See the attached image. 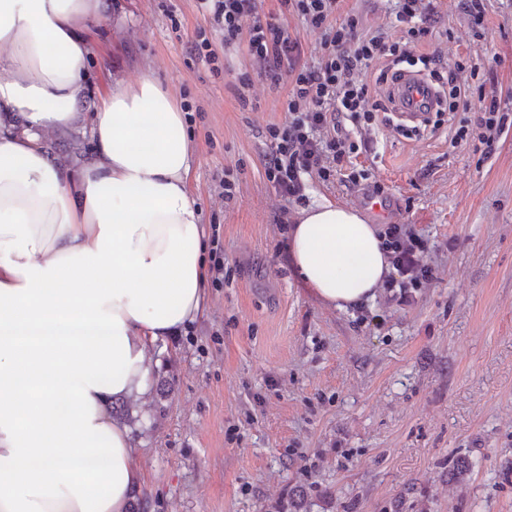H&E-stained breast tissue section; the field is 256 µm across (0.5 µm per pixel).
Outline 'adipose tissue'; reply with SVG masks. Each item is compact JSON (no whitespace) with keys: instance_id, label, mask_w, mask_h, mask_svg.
<instances>
[{"instance_id":"obj_1","label":"adipose tissue","mask_w":512,"mask_h":512,"mask_svg":"<svg viewBox=\"0 0 512 512\" xmlns=\"http://www.w3.org/2000/svg\"><path fill=\"white\" fill-rule=\"evenodd\" d=\"M111 0H0V512H128L143 483L116 400L142 398L149 349L205 309V228L184 114L151 73L97 105L79 174L42 133L85 100L90 23ZM286 249L324 305L374 299L391 272L376 225L323 201Z\"/></svg>"}]
</instances>
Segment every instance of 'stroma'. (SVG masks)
<instances>
[{"mask_svg": "<svg viewBox=\"0 0 512 512\" xmlns=\"http://www.w3.org/2000/svg\"><path fill=\"white\" fill-rule=\"evenodd\" d=\"M346 6L363 31L405 42L388 0ZM435 8L429 51L461 63L470 116L500 97L506 129L487 157L447 125L407 136L381 122L333 182L307 178L304 203L359 211L346 176L365 171L390 201L367 222L428 241L435 278L409 303L381 288L348 310L324 306L293 267L287 234L304 203L264 167L286 90L225 46L211 0H112L89 28L87 127L46 132L48 150L80 168L98 98L151 73L187 108L205 258H224L203 316L152 346L148 391L121 408L146 512H286L299 492L302 512H512V0H486L478 33L462 0ZM198 38L210 58L192 51ZM453 456L470 464L465 482L448 479Z\"/></svg>", "mask_w": 512, "mask_h": 512, "instance_id": "35a3bbf8", "label": "stroma"}]
</instances>
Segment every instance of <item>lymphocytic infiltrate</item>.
I'll return each instance as SVG.
<instances>
[{
	"mask_svg": "<svg viewBox=\"0 0 512 512\" xmlns=\"http://www.w3.org/2000/svg\"><path fill=\"white\" fill-rule=\"evenodd\" d=\"M341 0H277V9L259 14L256 0H214V21L225 45L245 44L252 61L272 86L288 82L286 123L267 129L269 150L265 172L276 189L289 199L305 197L304 175L322 181L334 179L337 167L349 154L368 148L370 131L383 105L372 102L367 71L383 59L387 65L378 83L398 82L402 66H423L438 91V106L431 120L440 128L447 119H459L457 139L476 134L484 154H491L504 131L501 102L490 98L474 120L462 119L471 91L458 84L456 70L439 55L421 53L435 32L433 12H422V0H396L395 16L407 25L404 44L389 42L382 32L366 33L360 17L341 12ZM300 17L321 35L317 64L302 60L300 40L290 32L288 16ZM388 249L392 271L387 290L409 298L413 290L430 283L434 270L426 260L425 239L408 224H384L379 229Z\"/></svg>",
	"mask_w": 512,
	"mask_h": 512,
	"instance_id": "1",
	"label": "lymphocytic infiltrate"
}]
</instances>
